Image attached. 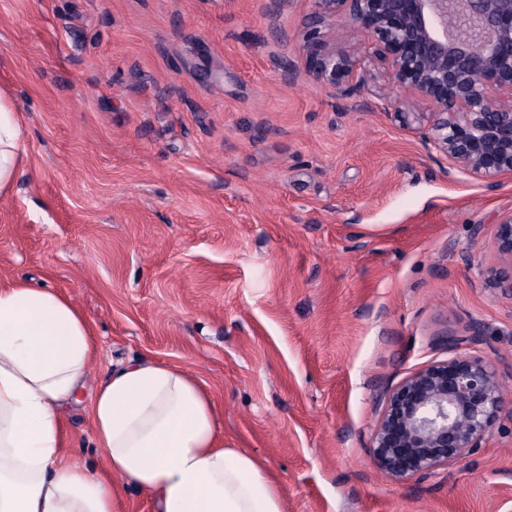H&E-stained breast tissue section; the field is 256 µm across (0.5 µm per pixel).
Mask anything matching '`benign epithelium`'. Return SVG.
Listing matches in <instances>:
<instances>
[{"label": "benign epithelium", "instance_id": "obj_1", "mask_svg": "<svg viewBox=\"0 0 512 512\" xmlns=\"http://www.w3.org/2000/svg\"><path fill=\"white\" fill-rule=\"evenodd\" d=\"M298 35L309 76L331 96L361 93V46L336 50L342 28L370 41L373 53L426 114L402 112L405 126L425 120V138L459 173L496 185L512 173V0H314ZM500 265L483 272L489 288L512 291V214L494 227ZM453 343L452 356L426 364L388 390L372 430V462L402 482L451 467L512 413V380L487 358Z\"/></svg>", "mask_w": 512, "mask_h": 512}]
</instances>
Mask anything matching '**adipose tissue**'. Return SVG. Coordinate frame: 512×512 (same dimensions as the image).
Listing matches in <instances>:
<instances>
[{"label":"adipose tissue","instance_id":"obj_1","mask_svg":"<svg viewBox=\"0 0 512 512\" xmlns=\"http://www.w3.org/2000/svg\"><path fill=\"white\" fill-rule=\"evenodd\" d=\"M22 137L0 98V195L25 165ZM92 336L67 296L0 280V512H116L123 483L155 512H283L264 467L225 443L208 390L174 364L113 369L86 403L105 467L71 459L65 412L96 357Z\"/></svg>","mask_w":512,"mask_h":512}]
</instances>
